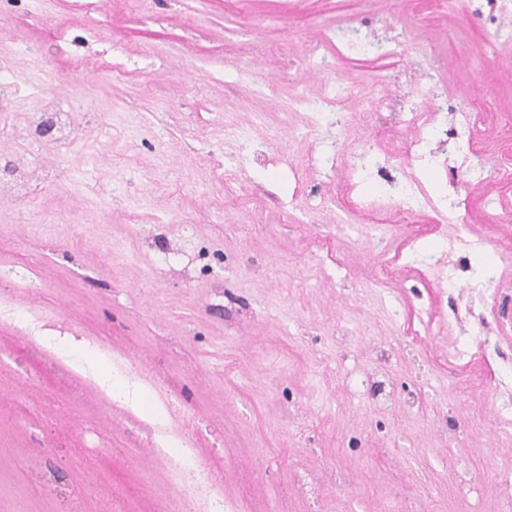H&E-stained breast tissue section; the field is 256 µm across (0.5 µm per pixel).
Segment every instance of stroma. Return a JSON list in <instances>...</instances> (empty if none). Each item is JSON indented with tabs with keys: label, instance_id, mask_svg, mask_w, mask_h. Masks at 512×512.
Instances as JSON below:
<instances>
[{
	"label": "stroma",
	"instance_id": "stroma-1",
	"mask_svg": "<svg viewBox=\"0 0 512 512\" xmlns=\"http://www.w3.org/2000/svg\"><path fill=\"white\" fill-rule=\"evenodd\" d=\"M512 0H27L0 5V162L55 85L81 138L57 179L20 196L0 184V299L75 341L112 350L104 370L143 375L140 412L105 403L39 339L0 324V512H500L512 432L489 413L512 391V260L482 295L471 270L492 250L442 253L458 224L512 235V184L470 180L448 133L475 116L476 161L512 166ZM390 44L362 54L335 35ZM119 46L120 73L81 65ZM354 93L320 126L284 112L296 93ZM293 126L271 145L254 114ZM435 115L425 137L415 114ZM254 148L233 175L224 128ZM382 147L356 191L392 193L415 173L439 206L397 222L369 211L345 236L343 169L308 159ZM403 161H395L396 153ZM203 183L209 194H191ZM436 265L413 264L417 252ZM410 268L384 292L383 264ZM455 286H448L447 269ZM471 337V358L453 353ZM386 373L392 398L377 396ZM195 461L155 458L152 402Z\"/></svg>",
	"mask_w": 512,
	"mask_h": 512
}]
</instances>
